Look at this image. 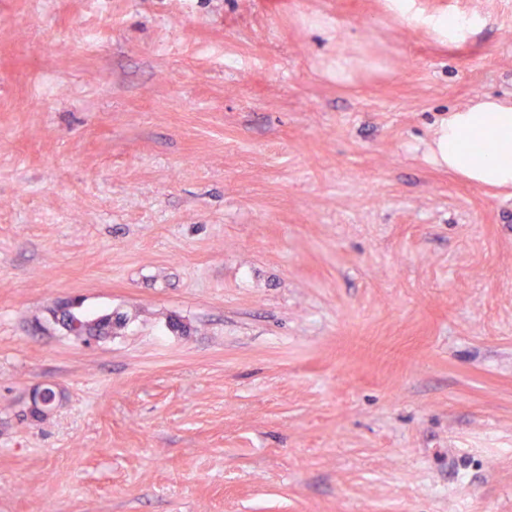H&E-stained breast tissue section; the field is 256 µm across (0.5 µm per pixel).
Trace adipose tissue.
<instances>
[{
    "label": "adipose tissue",
    "instance_id": "adipose-tissue-1",
    "mask_svg": "<svg viewBox=\"0 0 512 512\" xmlns=\"http://www.w3.org/2000/svg\"><path fill=\"white\" fill-rule=\"evenodd\" d=\"M429 158L480 188H512V101L479 97L434 128Z\"/></svg>",
    "mask_w": 512,
    "mask_h": 512
}]
</instances>
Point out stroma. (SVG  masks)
Instances as JSON below:
<instances>
[{
  "label": "stroma",
  "mask_w": 512,
  "mask_h": 512,
  "mask_svg": "<svg viewBox=\"0 0 512 512\" xmlns=\"http://www.w3.org/2000/svg\"><path fill=\"white\" fill-rule=\"evenodd\" d=\"M411 11L0 0V512H512V191L428 157L512 0ZM459 21L454 20L449 23L444 17L438 19H426L425 24L436 31L440 36L447 37L448 35L458 36L463 35L467 30L470 29L471 25L467 19L458 18ZM105 318H89L84 314L69 312L64 329L73 336L85 338H100L107 330Z\"/></svg>",
  "instance_id": "35a3bbf8"
}]
</instances>
